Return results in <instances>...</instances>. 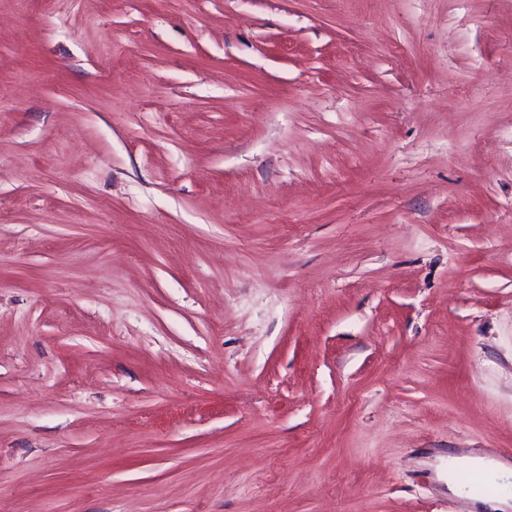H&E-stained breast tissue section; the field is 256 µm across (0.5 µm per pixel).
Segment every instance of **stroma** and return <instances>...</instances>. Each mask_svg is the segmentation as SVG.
<instances>
[{
  "label": "stroma",
  "instance_id": "stroma-1",
  "mask_svg": "<svg viewBox=\"0 0 512 512\" xmlns=\"http://www.w3.org/2000/svg\"><path fill=\"white\" fill-rule=\"evenodd\" d=\"M512 0H0V512H492Z\"/></svg>",
  "mask_w": 512,
  "mask_h": 512
}]
</instances>
